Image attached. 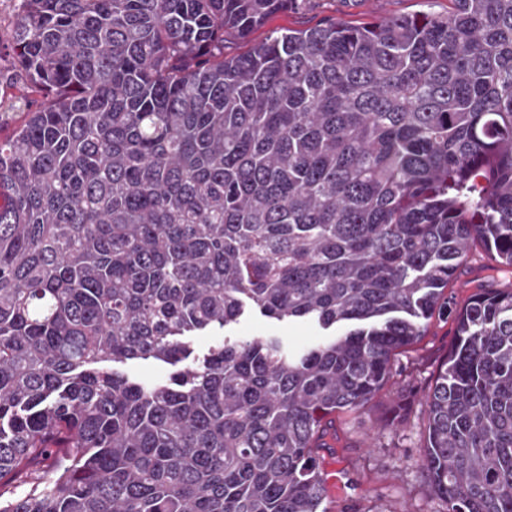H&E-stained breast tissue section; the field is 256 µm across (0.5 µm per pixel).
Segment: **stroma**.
I'll list each match as a JSON object with an SVG mask.
<instances>
[{
    "label": "stroma",
    "instance_id": "1",
    "mask_svg": "<svg viewBox=\"0 0 512 512\" xmlns=\"http://www.w3.org/2000/svg\"><path fill=\"white\" fill-rule=\"evenodd\" d=\"M419 7L420 0H317L310 12L278 15L269 28H304L325 16L387 17ZM488 263L487 255L476 248L460 264L448 290L452 308L462 307L478 284L512 288V269H492ZM455 332L454 320L432 321L419 342L396 353L393 379L367 408L336 416L329 445L319 452L328 512H440L442 503L432 492L420 460L426 394L456 342ZM228 335H275L301 348L318 342L324 333L311 323L278 322L249 314ZM401 399L406 410L399 423H391V409Z\"/></svg>",
    "mask_w": 512,
    "mask_h": 512
}]
</instances>
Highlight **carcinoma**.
Segmentation results:
<instances>
[{
	"label": "carcinoma",
	"instance_id": "cac0c4a2",
	"mask_svg": "<svg viewBox=\"0 0 512 512\" xmlns=\"http://www.w3.org/2000/svg\"><path fill=\"white\" fill-rule=\"evenodd\" d=\"M423 2L226 58L315 0H16L0 85L46 101L0 97V512H328L333 417L470 250L512 267V0ZM250 312L346 330L194 354ZM455 320L421 466L442 512H512V288ZM3 94L5 99L23 98L27 101V105L34 110L45 102L43 92L36 89L27 80H19L11 85L0 86V96ZM125 370L130 376L149 382L169 377L176 368L161 362L146 361L131 363Z\"/></svg>",
	"mask_w": 512,
	"mask_h": 512
}]
</instances>
